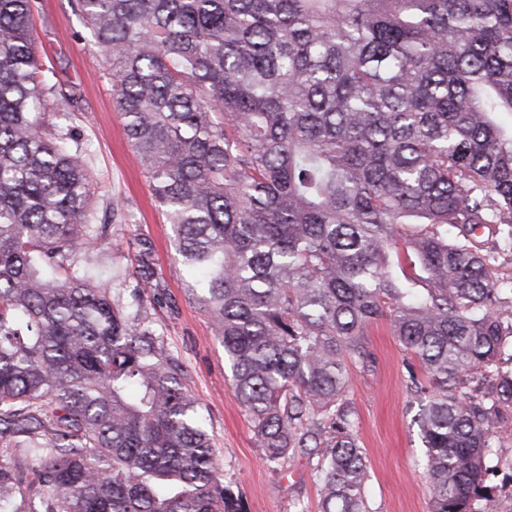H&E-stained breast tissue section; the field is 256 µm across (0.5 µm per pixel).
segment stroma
I'll return each mask as SVG.
<instances>
[{
    "instance_id": "35a3bbf8",
    "label": "stroma",
    "mask_w": 512,
    "mask_h": 512,
    "mask_svg": "<svg viewBox=\"0 0 512 512\" xmlns=\"http://www.w3.org/2000/svg\"><path fill=\"white\" fill-rule=\"evenodd\" d=\"M39 51L51 60L60 84L79 85L75 109L53 115L55 123L75 127L89 140L87 161L100 174L104 196L94 203V223L110 238L124 241L118 262L134 271L138 240L153 244L158 287L143 295V323L156 331L162 349L183 372V382L202 405L213 435L220 473L242 498L247 512H319L321 488L316 478L320 454L296 453L285 466L265 460L260 440L236 396L224 346L215 326L188 295L184 272L169 240L170 229L152 186L136 162L123 118L109 83L100 76L103 62L70 0H40L35 16ZM120 199L136 221L116 224L110 203ZM373 359L349 370L348 398L357 413V440L369 474L371 512H431V492L423 471L425 449L413 423L418 401L408 390L409 356L392 336L387 320L374 324L368 338ZM0 459L21 478L16 506L27 512L40 490L35 462L12 441H0Z\"/></svg>"
}]
</instances>
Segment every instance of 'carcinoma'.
<instances>
[{"label":"carcinoma","mask_w":512,"mask_h":512,"mask_svg":"<svg viewBox=\"0 0 512 512\" xmlns=\"http://www.w3.org/2000/svg\"><path fill=\"white\" fill-rule=\"evenodd\" d=\"M72 4L266 460L319 448L320 512H370L345 392L384 317L427 377L432 512H476L512 405V378L473 386L512 338V0ZM38 9L0 0V437L43 512H245L179 370L94 275L120 243L92 223L90 144L47 132L80 88L40 60ZM19 493L0 460V512ZM495 448H512V410H503L493 424L491 435ZM0 459L11 463L21 478V495L17 497L16 507L21 512H27L32 501H37L40 490L39 476L35 462L27 458L14 447V441H0Z\"/></svg>","instance_id":"obj_1"}]
</instances>
